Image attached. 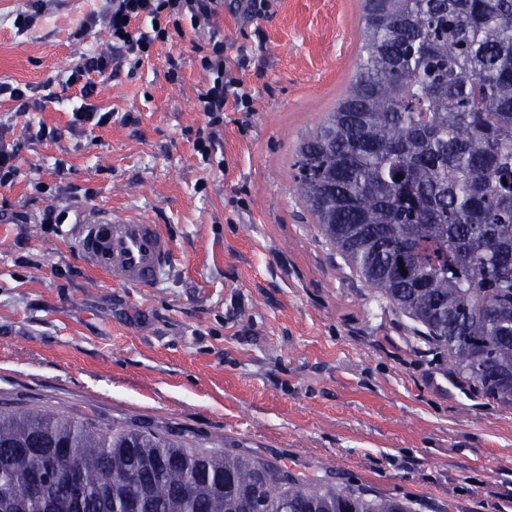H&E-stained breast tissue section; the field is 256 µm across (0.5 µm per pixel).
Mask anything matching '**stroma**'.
Instances as JSON below:
<instances>
[{
	"mask_svg": "<svg viewBox=\"0 0 512 512\" xmlns=\"http://www.w3.org/2000/svg\"><path fill=\"white\" fill-rule=\"evenodd\" d=\"M0 0V82L63 88L109 34V0ZM249 112H225L209 158L195 149L206 75L190 38L98 85L105 127L71 128L49 103L0 101L18 175L0 241V405L81 415L246 453L360 485L413 512H512V405L474 389L424 329L367 287L293 189L298 144L332 112L362 44L360 0H275L247 25ZM45 124L37 141L27 126ZM64 172H56V161ZM109 208L161 224L176 263L153 288L96 273L70 224L45 210Z\"/></svg>",
	"mask_w": 512,
	"mask_h": 512,
	"instance_id": "1",
	"label": "stroma"
}]
</instances>
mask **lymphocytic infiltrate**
I'll use <instances>...</instances> for the list:
<instances>
[{"mask_svg":"<svg viewBox=\"0 0 512 512\" xmlns=\"http://www.w3.org/2000/svg\"><path fill=\"white\" fill-rule=\"evenodd\" d=\"M224 7V0H112L104 24L112 37L110 49L83 55L70 70L68 85L78 86L82 104L71 112V127L104 126L111 115L94 103L96 79L119 69L127 57L142 58L155 42H167L182 20H189L195 36L206 37L208 48L200 66L208 82L197 101L208 122L198 131L195 146L208 154L216 139L217 126L223 125L227 111H251L253 97L242 79L241 58L228 54L223 38L209 29V21ZM152 23L151 32L137 30L139 20Z\"/></svg>","mask_w":512,"mask_h":512,"instance_id":"lymphocytic-infiltrate-1","label":"lymphocytic infiltrate"}]
</instances>
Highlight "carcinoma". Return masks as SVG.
Here are the masks:
<instances>
[{"mask_svg": "<svg viewBox=\"0 0 512 512\" xmlns=\"http://www.w3.org/2000/svg\"><path fill=\"white\" fill-rule=\"evenodd\" d=\"M363 3L356 76L297 148L295 189L369 288L512 405V0ZM0 486V512H413L246 454L8 406Z\"/></svg>", "mask_w": 512, "mask_h": 512, "instance_id": "cac0c4a2", "label": "carcinoma"}]
</instances>
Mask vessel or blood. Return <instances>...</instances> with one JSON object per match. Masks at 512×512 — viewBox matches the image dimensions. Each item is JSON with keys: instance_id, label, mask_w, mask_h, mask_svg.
Listing matches in <instances>:
<instances>
[{"instance_id": "obj_1", "label": "vessel or blood", "mask_w": 512, "mask_h": 512, "mask_svg": "<svg viewBox=\"0 0 512 512\" xmlns=\"http://www.w3.org/2000/svg\"><path fill=\"white\" fill-rule=\"evenodd\" d=\"M72 222L86 263L128 284L154 287L176 261L170 238L144 217L97 208L76 212Z\"/></svg>"}]
</instances>
